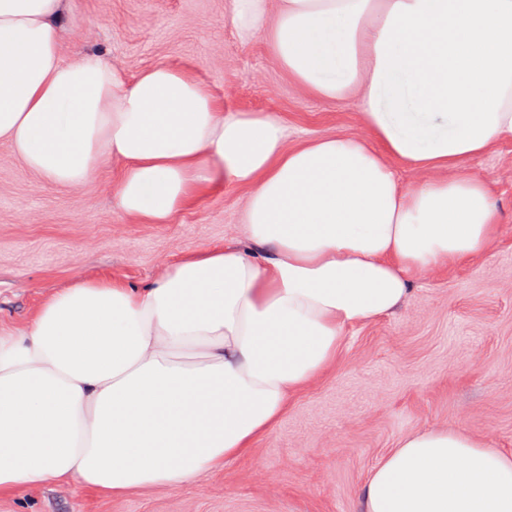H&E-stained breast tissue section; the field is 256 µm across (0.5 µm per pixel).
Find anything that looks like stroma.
<instances>
[{
  "mask_svg": "<svg viewBox=\"0 0 512 512\" xmlns=\"http://www.w3.org/2000/svg\"><path fill=\"white\" fill-rule=\"evenodd\" d=\"M230 0H73L63 56L93 49L128 75L190 70L235 112H276L289 143L359 133L354 102L303 92L263 38L242 43ZM503 215L487 255L417 277L393 315L349 329L336 359L289 401L249 458L179 490L120 499L77 485L25 489L0 512H362L360 486L417 429L464 427L512 450V141L471 158ZM113 172L93 190L53 185L0 142V319L22 321L74 276L137 287L204 248L244 244L245 188L214 192L169 224H134L113 205Z\"/></svg>",
  "mask_w": 512,
  "mask_h": 512,
  "instance_id": "1",
  "label": "stroma"
}]
</instances>
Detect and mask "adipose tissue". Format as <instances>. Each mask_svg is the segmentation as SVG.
Instances as JSON below:
<instances>
[{
  "label": "adipose tissue",
  "instance_id": "obj_1",
  "mask_svg": "<svg viewBox=\"0 0 512 512\" xmlns=\"http://www.w3.org/2000/svg\"><path fill=\"white\" fill-rule=\"evenodd\" d=\"M66 12L0 0V141L77 189L119 164L112 202L139 224L247 188L248 244L181 256L143 288L76 278L0 320V496L182 489L247 456L347 329L495 246L501 212L467 162L512 140V0H231L241 41L264 37L313 97L357 103L364 136L293 145L281 116L225 110L188 70L64 59ZM398 163L430 177L402 183ZM361 497L364 512H512V451L424 428Z\"/></svg>",
  "mask_w": 512,
  "mask_h": 512
}]
</instances>
